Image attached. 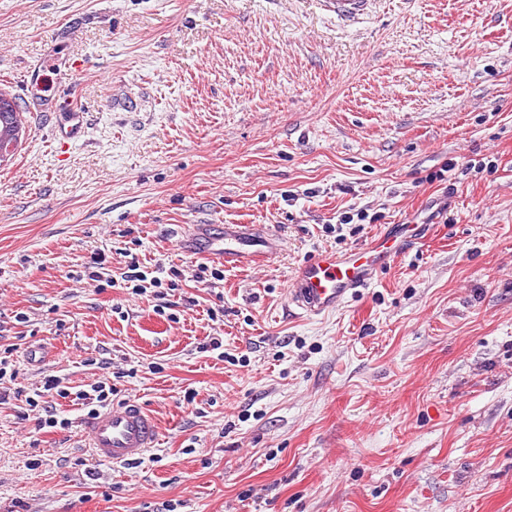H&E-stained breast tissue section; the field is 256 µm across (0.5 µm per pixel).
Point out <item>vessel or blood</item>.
<instances>
[{
	"mask_svg": "<svg viewBox=\"0 0 512 512\" xmlns=\"http://www.w3.org/2000/svg\"><path fill=\"white\" fill-rule=\"evenodd\" d=\"M83 124V112L70 108L57 127L58 138H79ZM422 242L417 225L403 224L395 234L380 235L366 247L342 255H313L285 291L289 312L313 318L339 310L361 289L371 287L384 267ZM182 243L198 257L244 267L271 264L281 250L277 231L252 224H189ZM86 429L93 457L112 464L143 459L158 442L155 418L134 399L97 411L88 417Z\"/></svg>",
	"mask_w": 512,
	"mask_h": 512,
	"instance_id": "obj_1",
	"label": "vessel or blood"
}]
</instances>
